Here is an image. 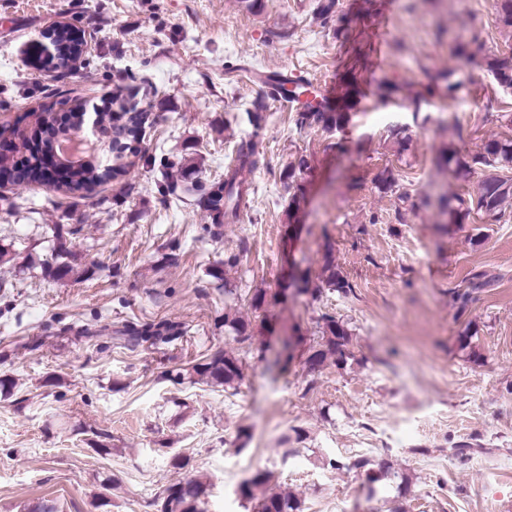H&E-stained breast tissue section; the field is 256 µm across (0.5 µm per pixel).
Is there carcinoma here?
<instances>
[{
    "label": "carcinoma",
    "mask_w": 512,
    "mask_h": 512,
    "mask_svg": "<svg viewBox=\"0 0 512 512\" xmlns=\"http://www.w3.org/2000/svg\"><path fill=\"white\" fill-rule=\"evenodd\" d=\"M337 5L338 0H315L314 14L327 25L334 21ZM496 23L505 37L508 51H487L482 33L477 30L469 31L467 36L455 37L452 51L479 65L499 88L508 91L512 90V0H496ZM44 37L56 46L62 69L68 68L73 58L79 55L85 40L84 32L71 23L59 24L45 31ZM370 51L368 45L364 47L353 43L351 62L346 65L343 79L332 98L319 94L315 84L303 76L288 79V88L283 82L269 83L267 96L282 98L295 106L292 120L301 132L317 129L332 134L341 131L350 122L351 110L358 103L359 73L366 67ZM427 77L425 93L450 103L456 100L464 87L462 77L454 70L429 73ZM133 99L134 96L118 87L112 92V99L107 101L106 107L97 113L99 132L110 140L111 145V160L106 166L101 165L95 153L89 151L77 160L62 159V144L78 136L83 126L84 114L78 103L72 105L70 121L66 125L57 124L55 112L47 109L42 112V122L31 135L19 139L11 126L0 124V139L16 138V148L28 150L34 156L42 154L53 158L56 165L66 171L64 187L70 192L102 185L123 178L136 161L144 158L140 139L148 116L138 108V104L131 103ZM388 138L396 146L397 153L407 150L409 137L406 127H392ZM264 160L262 140L255 134L239 144L236 165L227 168L224 178L195 186V191L199 192L198 203L211 220V223L201 226L202 235L217 239L222 235L224 225L239 222L242 206L250 194V183L244 178V173L251 174L261 169ZM438 161L448 166L454 177L462 182L470 181L476 173L480 174L475 190L456 197L457 206L451 209L455 223L465 224L474 214L485 217L489 224L501 220L505 205L512 202V178L503 174L505 170H512L511 137L490 138L479 150L467 154L449 147L440 151ZM311 169V160L302 155L297 162L286 165L281 171L280 178L288 188L284 219L290 226L298 221L305 202V176ZM45 180L46 174L37 164L23 166L16 176L20 186L41 184ZM373 184L379 193L393 194L399 188L398 174L386 167L377 173ZM77 232L75 227L54 225L55 261L45 268L50 279L78 281L88 276L89 268L78 263L76 253L70 248L72 237ZM241 262V253L231 252L224 255L223 262L208 271L213 279L224 282V294L227 296L235 294L229 274L238 271ZM321 273L332 290L341 294L350 291L351 285L336 264L333 247L329 243L324 245ZM224 333L240 345H251L256 340L250 316L232 306L224 308ZM182 335L181 324L161 321L139 327L126 326L112 340L114 344L131 350L142 342L153 346L169 344ZM354 336V330L347 321L329 313L321 314L317 320V334L304 350L303 369L309 374H316L326 366L346 367L351 359ZM475 337L476 331L468 327L457 337V345L469 360L478 363L482 354L474 343ZM189 376H195L201 382L233 388L242 381L243 360L232 351L219 349L189 370L168 372L169 380L175 384L184 383ZM207 489V482L199 476L169 486L162 499V512H203L201 504ZM238 494L244 500L256 502L257 512H302L301 500L280 490L273 472L268 469H257L251 478L240 484Z\"/></svg>",
    "instance_id": "cac0c4a2"
}]
</instances>
